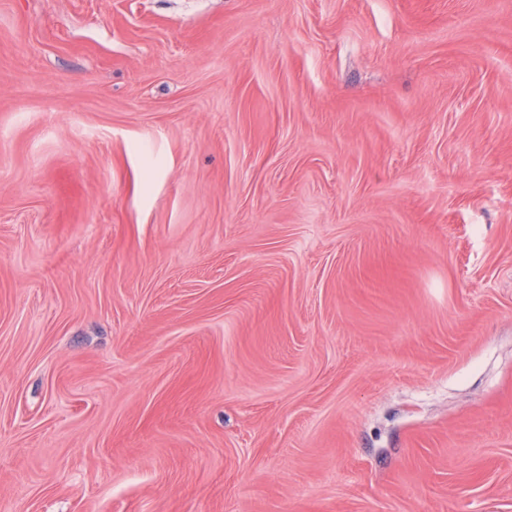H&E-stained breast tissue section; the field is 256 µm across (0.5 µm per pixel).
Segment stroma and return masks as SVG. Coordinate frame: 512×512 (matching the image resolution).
<instances>
[{
	"label": "stroma",
	"mask_w": 512,
	"mask_h": 512,
	"mask_svg": "<svg viewBox=\"0 0 512 512\" xmlns=\"http://www.w3.org/2000/svg\"><path fill=\"white\" fill-rule=\"evenodd\" d=\"M0 512H512V0H0Z\"/></svg>",
	"instance_id": "obj_1"
}]
</instances>
